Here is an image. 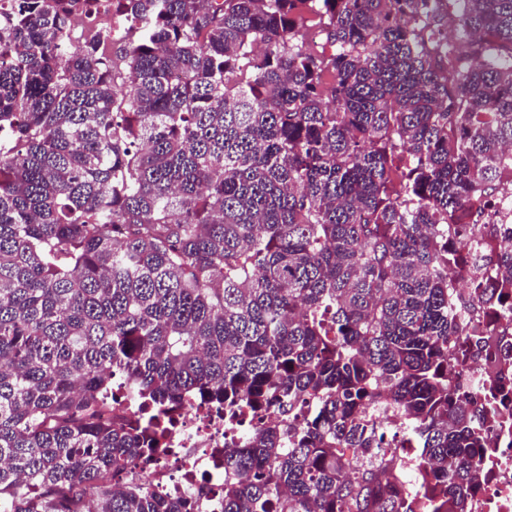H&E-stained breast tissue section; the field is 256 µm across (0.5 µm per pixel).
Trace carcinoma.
Returning <instances> with one entry per match:
<instances>
[{
  "instance_id": "obj_1",
  "label": "carcinoma",
  "mask_w": 512,
  "mask_h": 512,
  "mask_svg": "<svg viewBox=\"0 0 512 512\" xmlns=\"http://www.w3.org/2000/svg\"><path fill=\"white\" fill-rule=\"evenodd\" d=\"M110 5L124 35L75 50L89 0H0V512H199L112 489L160 444L115 369L288 413L224 449L222 512H471L485 417L451 379L460 313L512 302V0Z\"/></svg>"
}]
</instances>
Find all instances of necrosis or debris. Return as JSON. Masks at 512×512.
<instances>
[{"instance_id":"obj_1","label":"necrosis or debris","mask_w":512,"mask_h":512,"mask_svg":"<svg viewBox=\"0 0 512 512\" xmlns=\"http://www.w3.org/2000/svg\"><path fill=\"white\" fill-rule=\"evenodd\" d=\"M464 329L479 335L486 346L512 348V311L498 309L466 317ZM503 365L486 356L466 361L454 384L483 396L484 424L489 444L481 460L484 478L473 494L472 512H512V400L490 397ZM278 413L258 412L228 418L223 407L186 399L182 408L164 424V449L148 464L136 466L130 475L114 479L124 488L129 479L149 483L158 492L176 496L206 487L205 512H221L224 492V445L242 442L259 423L278 420Z\"/></svg>"}]
</instances>
